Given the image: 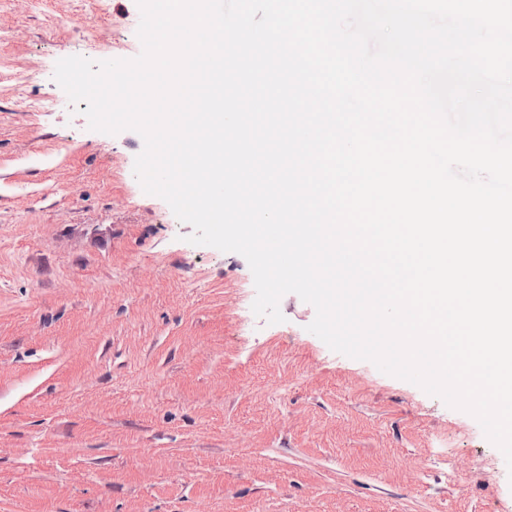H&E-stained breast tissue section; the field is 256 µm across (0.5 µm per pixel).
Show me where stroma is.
<instances>
[{
	"label": "stroma",
	"instance_id": "stroma-1",
	"mask_svg": "<svg viewBox=\"0 0 512 512\" xmlns=\"http://www.w3.org/2000/svg\"><path fill=\"white\" fill-rule=\"evenodd\" d=\"M139 22L137 0H0V512L512 504L472 415L332 351L296 294L256 316L246 259L141 188L142 137L90 130L55 65L137 57Z\"/></svg>",
	"mask_w": 512,
	"mask_h": 512
}]
</instances>
